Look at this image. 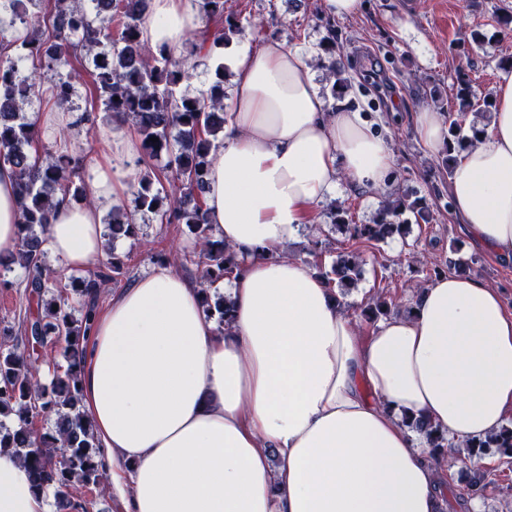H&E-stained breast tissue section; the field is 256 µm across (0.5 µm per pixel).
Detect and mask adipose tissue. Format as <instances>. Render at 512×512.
I'll use <instances>...</instances> for the list:
<instances>
[{"instance_id":"1","label":"adipose tissue","mask_w":512,"mask_h":512,"mask_svg":"<svg viewBox=\"0 0 512 512\" xmlns=\"http://www.w3.org/2000/svg\"><path fill=\"white\" fill-rule=\"evenodd\" d=\"M195 0H150V46L180 52ZM232 117L211 158L206 216L241 256L224 281L221 334L199 289L158 266L112 298L89 333L83 408L126 512H441L435 463L404 417L456 442L512 416V314L473 276L443 275L410 315L360 336L334 292L289 255L340 183L380 189L392 154L364 113L330 112L314 71L279 40L224 58ZM485 136L450 194L472 242L512 259V71L501 74ZM139 141L113 133L87 167L92 203L57 201L44 251L84 270L107 248L102 217L126 204ZM16 177L0 168V254L14 251ZM0 512H49L28 471L0 453Z\"/></svg>"}]
</instances>
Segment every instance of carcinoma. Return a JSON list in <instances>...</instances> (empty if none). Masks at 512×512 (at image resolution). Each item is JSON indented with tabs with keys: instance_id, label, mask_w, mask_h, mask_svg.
Segmentation results:
<instances>
[{
	"instance_id": "obj_1",
	"label": "carcinoma",
	"mask_w": 512,
	"mask_h": 512,
	"mask_svg": "<svg viewBox=\"0 0 512 512\" xmlns=\"http://www.w3.org/2000/svg\"><path fill=\"white\" fill-rule=\"evenodd\" d=\"M44 0H0V48H15L16 57L0 53V165L12 167L17 176L20 203L18 243L14 253L0 258V267L15 264L25 269L24 296L36 305L20 327L23 347L0 348V451L10 450L29 471L34 487L44 493L71 483L98 485L107 490V473L101 445L81 405L80 374L84 343L97 314V293L109 282L127 277L129 267L121 256L107 252L101 265L63 284L47 275L41 249L43 235L55 197L75 203L89 201L85 182L86 156L68 150L64 134L54 145L42 141L38 126L20 104L34 93V80L48 84L56 107L73 108L75 88L69 69L79 57L93 56L90 72V105L101 107L116 120L128 123L140 143V155L133 160L137 181L133 184L134 210H111L105 219V236L120 238L145 236L134 213L153 215L158 224H184L199 241L200 249L176 256L165 251L155 254L158 264L196 266L202 284L203 307L220 330L229 327L231 307L215 284L239 267L235 249L214 236L206 219L205 177L211 153L224 145V63L211 73L209 91L197 95L186 86L194 73L164 48L146 50L140 19L147 0H108L102 11L99 0H54V7L29 12ZM203 32L212 37V47L244 34L240 17L225 11L226 0H197ZM30 30L20 45L11 41L9 31L17 25ZM336 27L319 49L331 58L334 78L332 97H342L348 80L336 68ZM458 112L451 117L448 146L442 162L453 171L458 154L479 141L486 128L469 126L466 115L486 112L493 102L479 107L473 100L466 74L458 72ZM157 138V142L150 138ZM165 159L162 171L166 184L155 189L159 175L151 165ZM412 213L415 222L429 223L423 201L411 203L403 197L387 200L371 224H352L341 209H330L332 229L351 242L352 249L330 266H316L331 288H355L363 276L364 249L374 248L395 234L407 233ZM392 302L377 296L363 310L376 321L390 313ZM64 343L67 366L53 365L50 380L42 378L41 349ZM52 420L50 429L39 432L34 418ZM409 429L426 439L431 456L448 447L447 434L422 417L407 421ZM470 477L465 491L484 492L494 482L491 473L477 463L486 454H496L512 463V428L503 427L483 440L468 444Z\"/></svg>"
}]
</instances>
